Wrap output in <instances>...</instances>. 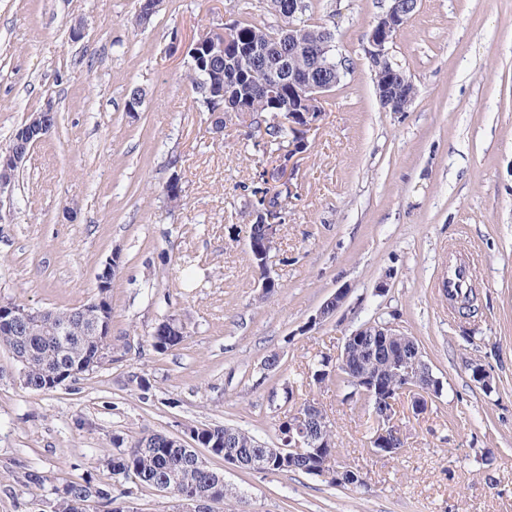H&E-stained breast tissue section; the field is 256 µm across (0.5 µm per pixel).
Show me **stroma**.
I'll return each instance as SVG.
<instances>
[{"label":"stroma","instance_id":"stroma-1","mask_svg":"<svg viewBox=\"0 0 512 512\" xmlns=\"http://www.w3.org/2000/svg\"><path fill=\"white\" fill-rule=\"evenodd\" d=\"M306 2L351 69L322 99L306 151L286 162L253 113L225 115L218 133L193 103L182 46L237 17L238 0H162L145 29L138 0H0V150L30 113L50 104L58 116L0 210V301L80 306L101 264L122 257L112 364L37 393L0 346V512H49L50 489L85 480L134 512H170L168 497L113 473V437L219 424L272 448L309 399L364 487L214 458L230 512H512V0H419L389 45L417 87L404 112L380 106L366 53L388 0ZM136 88L143 104L131 112ZM285 180L268 260L279 288L264 298L250 227ZM454 253L477 278L469 319L439 289ZM340 288L343 307L313 324ZM379 315L418 340L443 384L420 415L400 397L394 457L369 450L361 404L309 383L314 360ZM168 316L187 336L159 353L151 334ZM32 471L43 488L28 484Z\"/></svg>","mask_w":512,"mask_h":512}]
</instances>
